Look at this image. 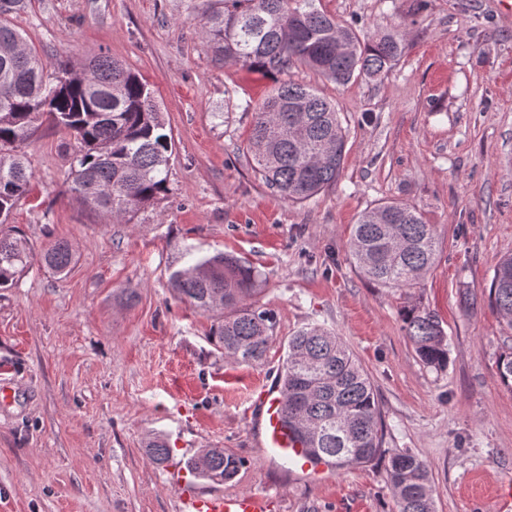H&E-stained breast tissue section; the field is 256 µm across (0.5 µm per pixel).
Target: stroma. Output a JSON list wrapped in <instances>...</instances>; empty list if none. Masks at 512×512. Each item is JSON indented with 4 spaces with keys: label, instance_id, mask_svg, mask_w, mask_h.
Wrapping results in <instances>:
<instances>
[{
    "label": "stroma",
    "instance_id": "stroma-1",
    "mask_svg": "<svg viewBox=\"0 0 512 512\" xmlns=\"http://www.w3.org/2000/svg\"><path fill=\"white\" fill-rule=\"evenodd\" d=\"M360 37L402 53L377 78L328 81L302 65L262 74L216 60L206 12L219 0H28L13 23L50 63L108 56L145 80L175 141L169 193L121 223L66 191L65 131L41 125L25 148L31 190L9 222L28 239L25 273L0 290V512H183L181 489L147 444L187 458L223 448L247 465L223 491L277 495L278 512H395L387 458L294 476L259 446L249 396L273 383L289 336L320 324L370 375L382 446L425 460L436 512H504L512 479V390L496 376L512 332L489 303L512 255V18L498 0H316ZM309 84L347 133L335 186L304 203L272 193L245 145L277 83ZM400 201L437 227L439 258L411 288L360 272L348 243L367 208ZM69 242L65 277L41 262ZM242 257L257 305L274 311L262 364L212 345V315L169 283L185 251ZM135 301H127L129 291ZM411 305L448 336L445 370L424 366L402 329Z\"/></svg>",
    "mask_w": 512,
    "mask_h": 512
}]
</instances>
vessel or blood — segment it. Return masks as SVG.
<instances>
[{
    "mask_svg": "<svg viewBox=\"0 0 512 512\" xmlns=\"http://www.w3.org/2000/svg\"><path fill=\"white\" fill-rule=\"evenodd\" d=\"M265 430L264 451L283 460L291 472L306 478L331 473L328 462L315 460L310 448L288 428L283 415L282 395L276 389H260ZM184 512H276L277 500L267 492L225 494L221 491L184 492Z\"/></svg>",
    "mask_w": 512,
    "mask_h": 512,
    "instance_id": "vessel-or-blood-1",
    "label": "vessel or blood"
}]
</instances>
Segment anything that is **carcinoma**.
<instances>
[{
    "instance_id": "carcinoma-1",
    "label": "carcinoma",
    "mask_w": 512,
    "mask_h": 512,
    "mask_svg": "<svg viewBox=\"0 0 512 512\" xmlns=\"http://www.w3.org/2000/svg\"><path fill=\"white\" fill-rule=\"evenodd\" d=\"M24 0H0V288L26 270L32 249L6 225L29 191L32 173L26 144L46 120L78 143L69 158L67 190L85 206L126 222L167 192L173 151L152 90L123 64L99 56L78 69L48 63L28 47L7 19ZM215 58L248 69L283 72L295 64L342 83L354 75L386 73L401 53L391 35L369 40L314 6V0H224L205 16ZM346 130L335 106L312 86L283 82L255 112L246 146L255 175L273 193L296 203L336 185L345 157ZM21 188L18 194L6 187ZM350 251L362 274L388 288H411L435 266L439 239L434 224L402 202L365 210L353 225ZM55 274L70 270L73 252L56 241L41 253ZM177 298L215 316L211 340L238 364L263 363L273 341L274 314L253 301L254 271L237 256L217 253L193 260L170 275ZM489 297L512 330V257L500 261ZM405 336L416 356L436 370L448 366V336L438 317L414 306L404 316ZM501 383L512 389V346L498 358ZM288 424L319 456L346 469L388 454L387 478L396 512H435L427 463L403 450L382 448L381 411L373 383L341 337L311 324L288 338L280 372ZM195 478L233 480L243 459L207 448L184 461Z\"/></svg>"
}]
</instances>
